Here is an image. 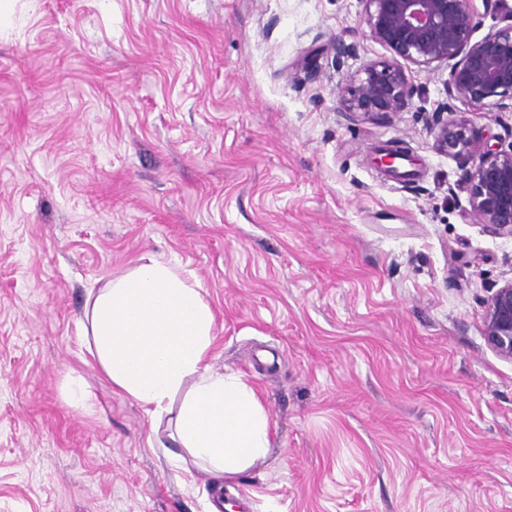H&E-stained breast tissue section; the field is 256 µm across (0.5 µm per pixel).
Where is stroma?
I'll list each match as a JSON object with an SVG mask.
<instances>
[{"label": "stroma", "instance_id": "stroma-1", "mask_svg": "<svg viewBox=\"0 0 512 512\" xmlns=\"http://www.w3.org/2000/svg\"><path fill=\"white\" fill-rule=\"evenodd\" d=\"M362 11L0 0V512H512V362L484 339L512 238L469 217L474 161L427 117L512 129L407 62L408 111L346 116L343 74L392 56ZM338 37L358 48L340 71ZM385 146L420 165L376 168ZM146 253L198 278L215 370L269 416L233 480L168 455L84 346L89 289Z\"/></svg>", "mask_w": 512, "mask_h": 512}]
</instances>
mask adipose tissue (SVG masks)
Instances as JSON below:
<instances>
[{
  "mask_svg": "<svg viewBox=\"0 0 512 512\" xmlns=\"http://www.w3.org/2000/svg\"><path fill=\"white\" fill-rule=\"evenodd\" d=\"M82 334L113 391L152 423L170 422L214 477L235 478L266 458L269 418L242 376L214 371L215 314L179 264L144 255L109 278L86 299Z\"/></svg>",
  "mask_w": 512,
  "mask_h": 512,
  "instance_id": "obj_1",
  "label": "adipose tissue"
}]
</instances>
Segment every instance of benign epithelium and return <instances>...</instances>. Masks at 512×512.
<instances>
[{"mask_svg": "<svg viewBox=\"0 0 512 512\" xmlns=\"http://www.w3.org/2000/svg\"><path fill=\"white\" fill-rule=\"evenodd\" d=\"M363 37L388 47L394 58L370 61L339 86L341 112L398 113L410 108L414 88L399 60L419 67L451 64L448 97L478 109L512 110V23L472 41L481 13L501 12L512 20L507 0H360ZM336 68L357 56V45L332 41ZM443 106L429 118L436 149L454 156L478 154L463 169L469 214L500 236L512 238V143L484 148L468 127L448 120ZM485 338L498 356L512 360V278L492 291L484 311Z\"/></svg>", "mask_w": 512, "mask_h": 512, "instance_id": "benign-epithelium-1", "label": "benign epithelium"}]
</instances>
